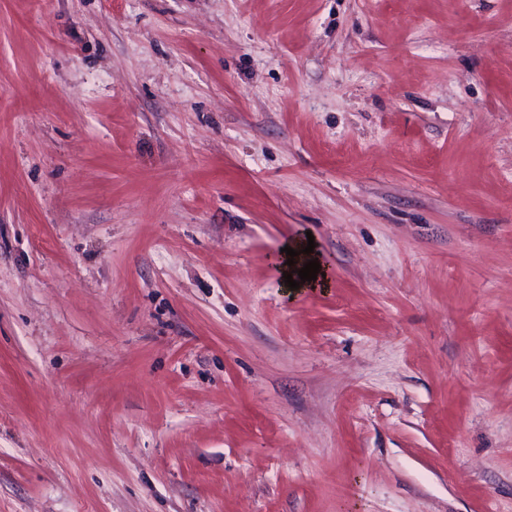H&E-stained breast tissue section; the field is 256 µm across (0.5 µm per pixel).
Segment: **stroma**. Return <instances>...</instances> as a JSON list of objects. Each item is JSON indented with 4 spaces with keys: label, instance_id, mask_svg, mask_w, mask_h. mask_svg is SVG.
<instances>
[{
    "label": "stroma",
    "instance_id": "stroma-1",
    "mask_svg": "<svg viewBox=\"0 0 512 512\" xmlns=\"http://www.w3.org/2000/svg\"><path fill=\"white\" fill-rule=\"evenodd\" d=\"M0 512H512V0H0Z\"/></svg>",
    "mask_w": 512,
    "mask_h": 512
}]
</instances>
